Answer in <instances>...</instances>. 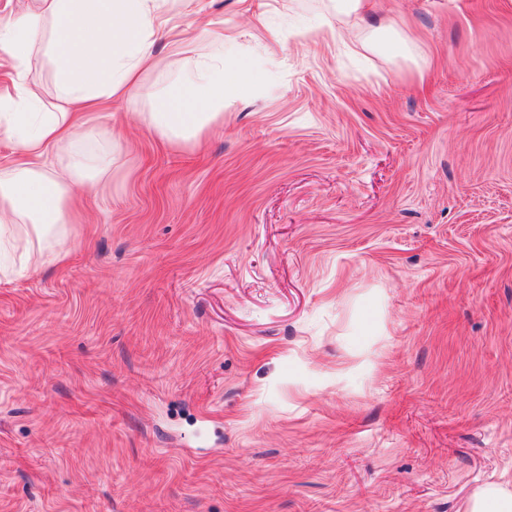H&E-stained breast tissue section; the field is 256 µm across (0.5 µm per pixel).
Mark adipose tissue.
I'll return each mask as SVG.
<instances>
[{"label":"adipose tissue","mask_w":512,"mask_h":512,"mask_svg":"<svg viewBox=\"0 0 512 512\" xmlns=\"http://www.w3.org/2000/svg\"><path fill=\"white\" fill-rule=\"evenodd\" d=\"M160 0H33L0 19L9 90L0 92V250L47 244L64 260L69 224L87 186L112 179L111 147L98 145L103 106L129 97L155 65L149 50ZM49 65L53 101L21 86L34 59ZM251 77L224 62V42L192 59L146 119L165 139L189 140L246 99ZM55 155L58 165L42 160Z\"/></svg>","instance_id":"adipose-tissue-1"}]
</instances>
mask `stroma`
I'll list each match as a JSON object with an SVG mask.
<instances>
[{
	"mask_svg": "<svg viewBox=\"0 0 512 512\" xmlns=\"http://www.w3.org/2000/svg\"><path fill=\"white\" fill-rule=\"evenodd\" d=\"M163 0L112 185L0 280V512L512 497V0ZM224 36L250 97L142 122Z\"/></svg>",
	"mask_w": 512,
	"mask_h": 512,
	"instance_id": "1",
	"label": "stroma"
}]
</instances>
